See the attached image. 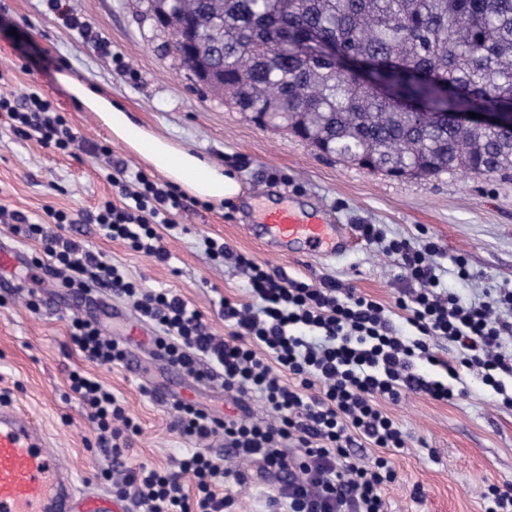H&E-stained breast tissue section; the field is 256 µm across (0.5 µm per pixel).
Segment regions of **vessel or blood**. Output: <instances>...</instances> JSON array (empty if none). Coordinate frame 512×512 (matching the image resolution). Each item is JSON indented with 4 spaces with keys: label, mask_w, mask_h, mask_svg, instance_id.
I'll use <instances>...</instances> for the list:
<instances>
[{
    "label": "vessel or blood",
    "mask_w": 512,
    "mask_h": 512,
    "mask_svg": "<svg viewBox=\"0 0 512 512\" xmlns=\"http://www.w3.org/2000/svg\"><path fill=\"white\" fill-rule=\"evenodd\" d=\"M250 234L280 251L329 257L346 251L352 237L345 225L321 214L281 207L267 210ZM0 512H128L108 492L78 488L53 439L14 408L0 405Z\"/></svg>",
    "instance_id": "obj_1"
}]
</instances>
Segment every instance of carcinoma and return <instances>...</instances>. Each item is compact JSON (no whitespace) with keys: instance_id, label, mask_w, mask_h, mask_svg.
<instances>
[{"instance_id":"cac0c4a2","label":"carcinoma","mask_w":512,"mask_h":512,"mask_svg":"<svg viewBox=\"0 0 512 512\" xmlns=\"http://www.w3.org/2000/svg\"><path fill=\"white\" fill-rule=\"evenodd\" d=\"M217 43L197 62L224 70V101L278 112L343 164L401 178L512 173V138L490 128L421 120L378 94L391 87L428 112H512V0H181ZM314 33L336 58L302 56ZM373 62L371 80L341 59Z\"/></svg>"}]
</instances>
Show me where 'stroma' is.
<instances>
[{
  "label": "stroma",
  "instance_id": "obj_1",
  "mask_svg": "<svg viewBox=\"0 0 512 512\" xmlns=\"http://www.w3.org/2000/svg\"><path fill=\"white\" fill-rule=\"evenodd\" d=\"M64 6L90 27L92 37L66 27L50 0H0V82L17 96L38 91L86 142L109 148L113 161L126 164L129 172H151L148 161L116 142L64 81L83 83L111 97L137 127L234 172L242 194L219 205L183 194L179 228L163 235L170 258L161 262L79 221V214L117 197L101 162L0 127V207L23 212L33 222L49 207L77 217L68 237L105 254L140 288L178 295L201 312L218 337L228 334L220 298L248 301L249 286L233 261L210 258L203 244L208 237L289 277L315 285L332 279L368 294L388 308L397 334L409 332L395 300L418 285L406 279L396 257L360 238L333 258L274 254L243 231L256 223L258 209L270 204L306 205L352 230L376 224L390 238L434 242L441 283L463 300L488 288L512 287V176L456 171L394 178L322 157L289 133L258 128L246 113L195 83L171 52L147 0H65ZM0 245L19 255L12 272L0 271V404L18 408L50 434L78 486L111 490L105 473L115 460L70 390V373L83 369L112 390L138 426L122 449L125 467L173 471L185 454L203 451L247 477L241 485L224 484L233 512H263L267 496L280 490L278 475L236 458L223 433L203 441L182 436L173 403L186 399L253 423L273 420L268 404L225 390L218 378L195 380L147 346L129 347L140 365L136 371L124 362L109 369L88 364L70 341V319L96 320L105 336L117 339L139 321L132 304L113 297L118 316H100L95 301H78L60 278L34 268L38 242L18 238L0 223ZM457 254L468 258L470 280L451 272L450 259ZM32 292L43 300L36 311L26 305ZM464 380V392L447 402L407 391L398 402L383 403L406 434L405 448L388 454L397 479L384 490L387 512H483L487 486L512 483V410L499 408L496 395L476 375L465 373Z\"/></svg>",
  "mask_w": 512,
  "mask_h": 512
}]
</instances>
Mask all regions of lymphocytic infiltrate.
Here are the masks:
<instances>
[{"label":"lymphocytic infiltrate","instance_id":"1","mask_svg":"<svg viewBox=\"0 0 512 512\" xmlns=\"http://www.w3.org/2000/svg\"><path fill=\"white\" fill-rule=\"evenodd\" d=\"M0 125L62 152L77 141L65 118L35 91L20 98L0 92ZM125 173L118 165L108 173L120 198L102 202L86 219L104 237L167 261L156 228L176 229L172 212L180 206V193L145 173L131 180ZM0 217L10 218L16 235L41 243L46 268L73 292L101 288L131 300L138 315L159 330L157 345L170 363L196 377L199 357H208L221 370L225 389L259 394L271 407L275 421L258 425L230 416L217 419L189 401L175 404L183 436L207 439L223 432L236 456L282 475L284 484L267 499V512H386L383 490L397 477L386 453L404 448L405 439L379 403L398 401L403 391L447 401L469 371L500 396L502 407L512 408L506 386L512 378V344L506 340L512 323L502 318L512 314V289L497 288L462 302L440 286L433 242L417 247L400 237L384 248L420 286L396 300L413 329L412 336L403 337L392 330L384 306L356 289L333 280L317 287L287 277L245 254L230 253L218 239H207L214 260L233 258L252 296L248 303L221 299L229 334L220 339L208 331L197 309L169 292L143 291L102 253L62 235L46 236L42 224L20 212L1 209ZM69 335L98 367L111 368L126 355L123 344L103 336L91 320L73 319ZM438 338L455 346V357L435 351ZM420 362L434 367L435 375L416 373ZM70 382L96 425L100 444L117 448L124 432L135 431L124 406L98 379L75 371ZM360 439L380 451L371 463L352 459L350 449ZM223 474L213 457L195 451L181 460L179 473L142 465L129 470L126 481L145 512H227L234 500L218 490Z\"/></svg>","mask_w":512,"mask_h":512}]
</instances>
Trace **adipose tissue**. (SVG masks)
I'll return each mask as SVG.
<instances>
[{"label": "adipose tissue", "mask_w": 512, "mask_h": 512, "mask_svg": "<svg viewBox=\"0 0 512 512\" xmlns=\"http://www.w3.org/2000/svg\"><path fill=\"white\" fill-rule=\"evenodd\" d=\"M68 90L88 111L99 116L116 140L144 155L156 170L188 193L215 203L230 201L240 195L241 185L232 173L210 165L190 152L176 149L165 140L138 128L126 112L113 105L110 98L96 94L77 82L69 83Z\"/></svg>", "instance_id": "ef3b65f1"}]
</instances>
